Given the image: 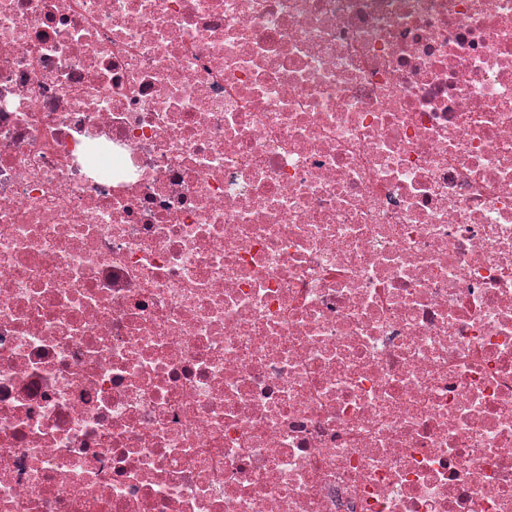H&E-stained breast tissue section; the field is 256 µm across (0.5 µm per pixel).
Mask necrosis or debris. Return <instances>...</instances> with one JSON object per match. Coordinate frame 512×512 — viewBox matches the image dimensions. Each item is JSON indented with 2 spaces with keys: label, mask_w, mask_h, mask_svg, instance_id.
Listing matches in <instances>:
<instances>
[{
  "label": "necrosis or debris",
  "mask_w": 512,
  "mask_h": 512,
  "mask_svg": "<svg viewBox=\"0 0 512 512\" xmlns=\"http://www.w3.org/2000/svg\"><path fill=\"white\" fill-rule=\"evenodd\" d=\"M0 512H512V0H0Z\"/></svg>",
  "instance_id": "1"
}]
</instances>
